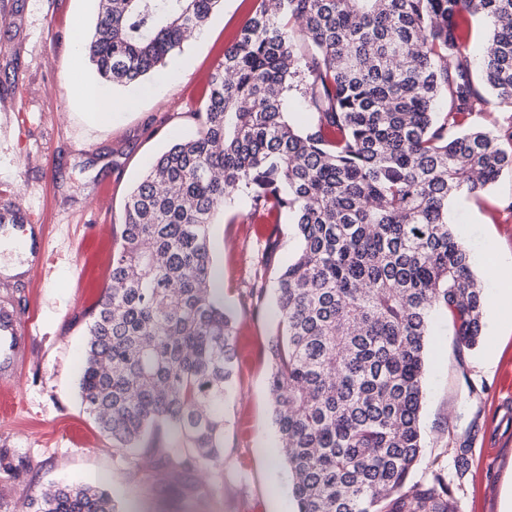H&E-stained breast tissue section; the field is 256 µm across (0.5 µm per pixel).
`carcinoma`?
Masks as SVG:
<instances>
[{"mask_svg": "<svg viewBox=\"0 0 512 512\" xmlns=\"http://www.w3.org/2000/svg\"><path fill=\"white\" fill-rule=\"evenodd\" d=\"M222 0H99L85 52L112 85L180 51ZM486 24L492 53L465 46ZM302 87L315 121L299 126ZM512 109V0H255L224 49L197 130L124 205L110 283L87 325L86 412L118 450L161 446L185 468L224 456L233 315L214 287L211 226L238 192L248 219L288 213L299 241L275 272L268 378L297 512H454L441 478L403 488L422 452L433 314L483 336L487 291L448 222L454 200L512 172L470 119ZM33 512H117L92 485L42 492Z\"/></svg>", "mask_w": 512, "mask_h": 512, "instance_id": "1", "label": "carcinoma"}]
</instances>
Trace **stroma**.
Returning a JSON list of instances; mask_svg holds the SVG:
<instances>
[{"mask_svg":"<svg viewBox=\"0 0 512 512\" xmlns=\"http://www.w3.org/2000/svg\"><path fill=\"white\" fill-rule=\"evenodd\" d=\"M97 0H0V204L20 203L26 223L46 227L49 263L37 288L20 284L21 309L38 304V362L20 384V406L0 417V512H31L52 486L92 484L124 512H296L288 472L274 453L267 379L278 318L274 286L258 306H243L267 243L275 265L298 242L288 219L255 229L237 195L211 228L224 305L234 316L236 371L224 398V460L217 470L184 469L159 452L113 448L86 414L78 389L85 328L103 296L118 248L123 206L149 164L195 132L194 112L211 73L252 7L224 0L199 37L164 66L158 95L102 82L91 64L75 72L72 49L86 39ZM100 86L111 119L95 114L79 82ZM512 173L487 193L453 202L449 217L488 288V242L512 255ZM424 379L423 455L412 482L439 471L455 512H501L512 478V334L485 333L460 346L447 316H437ZM498 351L493 373L481 362Z\"/></svg>","mask_w":512,"mask_h":512,"instance_id":"1","label":"stroma"}]
</instances>
